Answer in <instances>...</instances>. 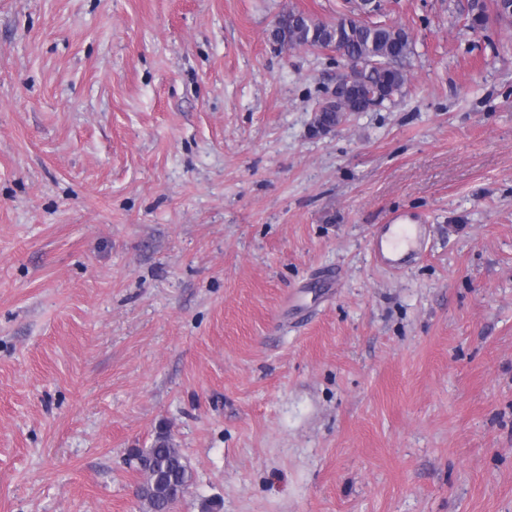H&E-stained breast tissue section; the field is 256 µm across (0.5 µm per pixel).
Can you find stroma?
Here are the masks:
<instances>
[{
	"mask_svg": "<svg viewBox=\"0 0 512 512\" xmlns=\"http://www.w3.org/2000/svg\"><path fill=\"white\" fill-rule=\"evenodd\" d=\"M387 0L393 101L315 134L345 0H0V512H512V25ZM430 227L394 271L371 243ZM133 465L147 476L141 478L133 490L146 512H170L189 486L187 464L179 448L168 437L160 436L150 448H133L130 451Z\"/></svg>",
	"mask_w": 512,
	"mask_h": 512,
	"instance_id": "35a3bbf8",
	"label": "stroma"
}]
</instances>
